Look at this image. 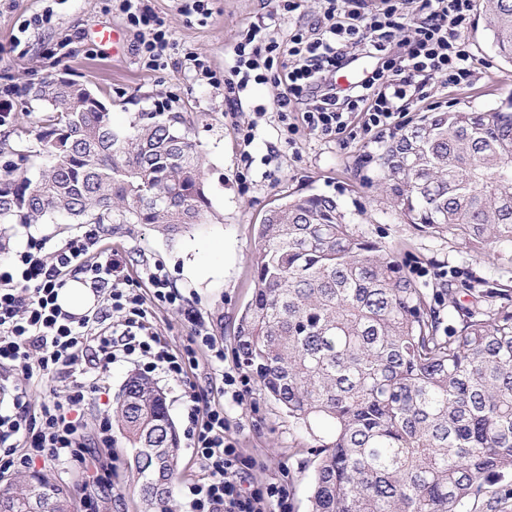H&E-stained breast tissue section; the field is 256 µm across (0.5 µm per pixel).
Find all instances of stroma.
<instances>
[{
    "label": "stroma",
    "instance_id": "obj_1",
    "mask_svg": "<svg viewBox=\"0 0 512 512\" xmlns=\"http://www.w3.org/2000/svg\"><path fill=\"white\" fill-rule=\"evenodd\" d=\"M180 4L152 0L171 32V45L167 66L151 71L139 60L135 31L118 0H0V91L9 90L14 110L12 122L0 126V142L7 146L0 153V167L20 161L34 173L43 165V156L32 152L33 139L24 130L44 110L41 102L31 100L29 90L51 75H64L100 94L119 130L162 103L180 113L203 155L211 203L208 223L173 236L149 224H102L98 231L105 246L123 252L132 281L143 282L146 267L164 265L173 287L223 343L225 366L238 362V321L253 295L251 263L258 248L254 227L270 208L287 199H335L357 232L399 249L420 287H439V274H446L458 288L462 305H470L471 289L512 285V261L488 258L467 245L419 232L391 207L378 167L385 143L329 142L303 131L297 147H288L277 137L278 119L271 110L277 84H250L236 98L223 83L208 81L190 68L191 55L219 74L233 66V46L259 17L278 40L287 41L294 16L284 11L281 0H211L212 15L204 23L198 16L182 14ZM48 9L53 12L49 23L31 25L32 17ZM23 24L28 30L22 34L18 28ZM103 28L120 32L121 52L101 43ZM467 37L473 52L470 82L428 86L426 96L407 113V124L432 112L487 109L512 94V66L492 53L480 15L472 16ZM61 42L67 45L66 55L52 62L46 52ZM248 123L255 125L256 136L249 148L253 163L247 167L240 161L242 149L233 128ZM84 230V225L59 218L0 224V258L9 259L28 237L46 239L48 246L56 247ZM133 371L132 364L120 362L103 374L83 375L89 422L112 411ZM223 403L232 421L231 436L254 462L252 481L288 475L293 512H308L316 462L313 440L260 390H253L243 403L228 395ZM112 439L111 447L93 449L90 457L92 463L112 468L110 483L95 490L97 512H140L127 471L129 444L117 427Z\"/></svg>",
    "mask_w": 512,
    "mask_h": 512
}]
</instances>
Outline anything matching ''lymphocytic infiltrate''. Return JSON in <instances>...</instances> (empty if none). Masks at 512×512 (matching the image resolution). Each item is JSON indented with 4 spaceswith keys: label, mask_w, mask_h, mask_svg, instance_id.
<instances>
[{
    "label": "lymphocytic infiltrate",
    "mask_w": 512,
    "mask_h": 512,
    "mask_svg": "<svg viewBox=\"0 0 512 512\" xmlns=\"http://www.w3.org/2000/svg\"><path fill=\"white\" fill-rule=\"evenodd\" d=\"M326 2L323 22L311 28L296 24L284 44L268 37L263 26L249 24L234 48L236 64L224 79L230 93L238 94L250 80H266L276 56L291 57L276 99L289 146H296L303 129L328 140L380 141L402 129L407 103L430 83L457 85L471 77L466 33L473 0H383L380 12L364 0ZM414 4L422 14L414 37L395 39ZM120 7L136 32L143 66L160 68L168 44L163 21L145 0H120ZM376 57L380 66L353 87L337 86L336 73L345 64ZM357 111L362 118L356 122ZM120 271L114 251L92 229L53 249L44 239L28 237L11 259L0 262V372L24 378L11 386L0 382V404H11L7 410L0 407V479L34 469L40 461L66 469L85 463L90 449L111 447L109 416H100L93 431L85 429L83 383L29 412L31 385L59 374L102 373L112 364L133 362L147 376L181 382L205 362L219 373L220 393L239 403L251 394L252 377L239 366L225 367L223 343L198 317H191L194 333L178 349L153 331V305L186 311V299L172 287L163 265L147 269L151 289L146 294ZM76 276L98 299L81 316L57 302L59 290ZM185 398V437L202 472L188 487L192 512H291L287 483L244 488L252 462L237 448L223 404L202 399L194 390Z\"/></svg>",
    "instance_id": "f902f5d3"
}]
</instances>
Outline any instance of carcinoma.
<instances>
[{
    "mask_svg": "<svg viewBox=\"0 0 512 512\" xmlns=\"http://www.w3.org/2000/svg\"><path fill=\"white\" fill-rule=\"evenodd\" d=\"M491 50L512 64V0H481ZM50 76L49 106L30 130L38 175L0 173V223L155 224L173 234L208 221L198 145L177 112L126 131ZM386 194L408 223L490 258L512 255V95L483 112L424 117L380 157ZM254 294L237 352L273 399L318 443L309 512H462L512 500V289L474 297L446 288L448 318L404 271L395 250L360 235L336 200L297 197L256 227ZM115 416L130 444L143 512H171L181 440L165 398L139 376ZM39 507L28 483L0 485L5 512H68L47 478Z\"/></svg>",
    "mask_w": 512,
    "mask_h": 512,
    "instance_id": "obj_1",
    "label": "carcinoma"
}]
</instances>
